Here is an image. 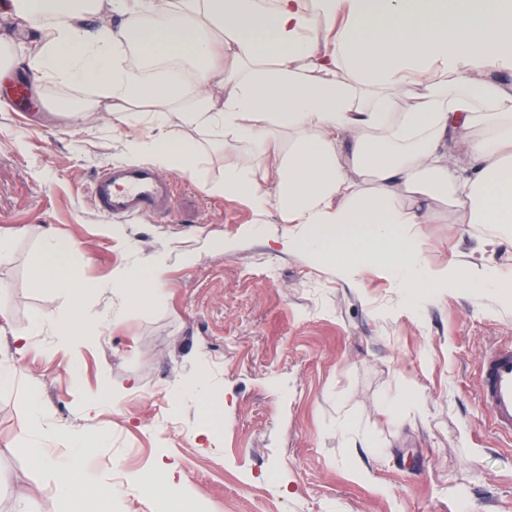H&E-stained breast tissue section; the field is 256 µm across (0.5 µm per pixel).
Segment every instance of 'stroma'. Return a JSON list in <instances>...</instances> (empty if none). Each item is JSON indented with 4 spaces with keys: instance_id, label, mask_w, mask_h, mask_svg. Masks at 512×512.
<instances>
[{
    "instance_id": "stroma-1",
    "label": "stroma",
    "mask_w": 512,
    "mask_h": 512,
    "mask_svg": "<svg viewBox=\"0 0 512 512\" xmlns=\"http://www.w3.org/2000/svg\"><path fill=\"white\" fill-rule=\"evenodd\" d=\"M27 79L17 70L0 83V237L11 240L0 252V359L16 370L0 385V512H156L139 481L162 463L196 512H512V438L478 398L482 356L512 341V304L478 288L411 301L376 268L353 286L283 248L276 214L205 190L248 151L216 130H184L205 161L176 175L171 215L107 218L90 186L104 167L132 162L127 142L148 126L114 122L94 88L53 79L19 105L12 87ZM416 231L433 268L494 235L444 211ZM48 233L73 244L93 287L87 306L112 313L76 348L37 320L67 300L33 283ZM147 256L165 269V299L126 302L118 273ZM200 376L208 396L184 398ZM215 414L222 426L201 445ZM346 424L384 451L373 480L352 473ZM47 431L58 462L75 436L96 439L83 504L62 501L52 471L29 458L27 443ZM117 485L123 494L111 495Z\"/></svg>"
}]
</instances>
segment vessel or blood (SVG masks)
I'll list each match as a JSON object with an SVG mask.
<instances>
[{
    "mask_svg": "<svg viewBox=\"0 0 512 512\" xmlns=\"http://www.w3.org/2000/svg\"><path fill=\"white\" fill-rule=\"evenodd\" d=\"M91 195L97 212L117 219L167 215L175 207L173 179L145 164L103 168ZM479 397L496 430L512 437V343L482 357Z\"/></svg>",
    "mask_w": 512,
    "mask_h": 512,
    "instance_id": "obj_1",
    "label": "vessel or blood"
}]
</instances>
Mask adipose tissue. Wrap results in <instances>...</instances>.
Wrapping results in <instances>:
<instances>
[{"mask_svg": "<svg viewBox=\"0 0 512 512\" xmlns=\"http://www.w3.org/2000/svg\"><path fill=\"white\" fill-rule=\"evenodd\" d=\"M121 21L88 30L100 0H0V52L18 21L37 32L21 65L35 81L93 86L111 112L146 105L155 135L129 140L131 155L192 175L203 163L184 129L217 128L249 157L209 182L210 194L275 211L286 245L357 282L377 267L404 288H483L512 299V276L460 260L431 268L414 225L448 204L463 224L512 239V90L476 72L512 68V0H109ZM135 41L142 67L115 49ZM177 61L192 71L174 69ZM412 84L407 100L395 90ZM287 133V147L275 139ZM274 176L259 181L251 160ZM71 246L46 235L34 283L61 288L60 336L79 346L111 314L92 313ZM155 258L118 278L126 300H163ZM51 433L34 441V466L54 467L63 497L82 496L77 478L87 437L63 463L48 455Z\"/></svg>", "mask_w": 512, "mask_h": 512, "instance_id": "obj_1", "label": "adipose tissue"}]
</instances>
